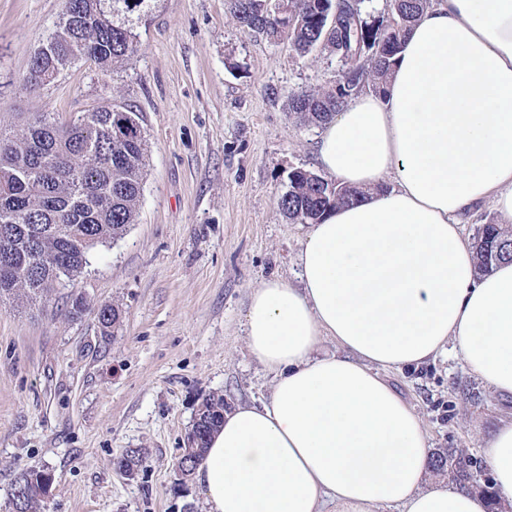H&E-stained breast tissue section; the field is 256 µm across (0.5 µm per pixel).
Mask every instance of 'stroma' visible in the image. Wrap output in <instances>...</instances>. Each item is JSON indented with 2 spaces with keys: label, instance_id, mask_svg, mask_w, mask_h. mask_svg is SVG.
<instances>
[{
  "label": "stroma",
  "instance_id": "stroma-1",
  "mask_svg": "<svg viewBox=\"0 0 512 512\" xmlns=\"http://www.w3.org/2000/svg\"><path fill=\"white\" fill-rule=\"evenodd\" d=\"M63 0H0V135L51 113L65 122L105 104L139 114L146 175L133 224L99 247L45 303H0V512L23 471L49 469L39 512H208L176 462L202 399L228 407L265 400L273 375L248 350L255 288L300 284L307 225L277 200L296 168L319 172L321 129L290 116L292 91L334 82L335 55L300 56L239 27L225 0H154L126 66L90 61L33 90L28 63ZM89 308L70 312V295ZM118 309L111 335L98 307ZM389 384L421 417L434 453L467 451L490 479L482 442L512 418L500 394L448 352ZM141 449L135 478L116 470Z\"/></svg>",
  "mask_w": 512,
  "mask_h": 512
}]
</instances>
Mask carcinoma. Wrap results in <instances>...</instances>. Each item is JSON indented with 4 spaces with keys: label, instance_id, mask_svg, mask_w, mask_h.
<instances>
[{
    "label": "carcinoma",
    "instance_id": "obj_1",
    "mask_svg": "<svg viewBox=\"0 0 512 512\" xmlns=\"http://www.w3.org/2000/svg\"><path fill=\"white\" fill-rule=\"evenodd\" d=\"M153 0H64L66 23H56L50 53L33 63L27 84L39 88L66 67L90 60L104 70L122 66L134 52L135 29ZM431 0H394L388 13L372 21L361 4L349 0H230L243 30L268 40H288L301 56L322 48L336 55V80L316 92L288 96V112L320 126L363 90H383L407 31L430 8ZM145 139L139 114L129 107H100L76 121L58 124L42 115L15 137L0 138V193L15 223H0V302L45 296L54 283L71 281L88 264L91 248L114 241L133 223L140 200ZM288 191L278 200L288 219L317 224L329 211L359 203L369 191L349 187L302 168L288 175ZM480 275L512 261V231L490 221L474 237ZM119 319L116 309L97 312L102 334ZM196 427L199 459L224 421V396L202 400ZM472 459L463 453L437 456L460 484L471 478ZM45 491L38 471L20 474L13 512H35Z\"/></svg>",
    "mask_w": 512,
    "mask_h": 512
}]
</instances>
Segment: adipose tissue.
I'll return each instance as SVG.
<instances>
[{"label":"adipose tissue","instance_id":"1","mask_svg":"<svg viewBox=\"0 0 512 512\" xmlns=\"http://www.w3.org/2000/svg\"><path fill=\"white\" fill-rule=\"evenodd\" d=\"M318 161L370 194L311 226L300 287L250 295L247 346L274 384L212 434L196 470L209 512H486L467 488L428 486V435L383 372L452 344L512 394V263L478 275L459 221L489 200L512 222V0H438L384 92L326 123ZM483 456L512 502V420Z\"/></svg>","mask_w":512,"mask_h":512}]
</instances>
